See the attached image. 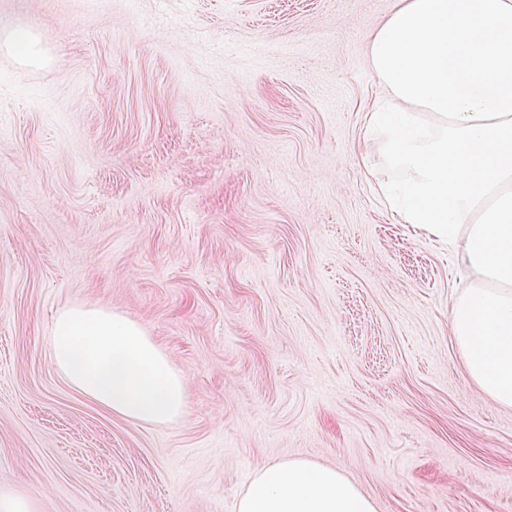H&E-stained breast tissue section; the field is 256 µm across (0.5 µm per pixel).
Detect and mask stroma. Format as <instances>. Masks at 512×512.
<instances>
[{"label": "stroma", "mask_w": 512, "mask_h": 512, "mask_svg": "<svg viewBox=\"0 0 512 512\" xmlns=\"http://www.w3.org/2000/svg\"><path fill=\"white\" fill-rule=\"evenodd\" d=\"M397 0H0V496L235 512L306 458L376 512H512V408L448 325L466 280L362 145ZM41 34L45 63L3 46ZM65 304L138 321L186 407L136 423L49 359Z\"/></svg>", "instance_id": "1"}]
</instances>
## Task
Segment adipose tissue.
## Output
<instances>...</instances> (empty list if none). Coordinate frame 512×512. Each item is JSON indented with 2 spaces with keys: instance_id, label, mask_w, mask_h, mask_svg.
I'll list each match as a JSON object with an SVG mask.
<instances>
[{
  "instance_id": "obj_1",
  "label": "adipose tissue",
  "mask_w": 512,
  "mask_h": 512,
  "mask_svg": "<svg viewBox=\"0 0 512 512\" xmlns=\"http://www.w3.org/2000/svg\"><path fill=\"white\" fill-rule=\"evenodd\" d=\"M367 49L379 93L365 147L405 173L380 192L468 271L450 334L478 388L512 408V0H398ZM49 344L67 383L112 414L165 424L183 413L182 377L123 314L63 306ZM236 512L374 507L339 469L286 459L253 470Z\"/></svg>"
}]
</instances>
